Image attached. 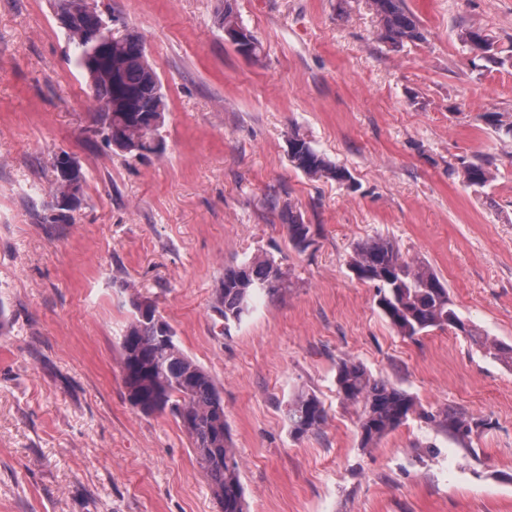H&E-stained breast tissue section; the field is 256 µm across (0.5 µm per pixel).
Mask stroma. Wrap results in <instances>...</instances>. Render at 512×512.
Returning <instances> with one entry per match:
<instances>
[{
	"label": "stroma",
	"instance_id": "stroma-1",
	"mask_svg": "<svg viewBox=\"0 0 512 512\" xmlns=\"http://www.w3.org/2000/svg\"><path fill=\"white\" fill-rule=\"evenodd\" d=\"M427 31L392 47L368 0H233L262 45L238 53L224 0H98L161 79L165 150L133 157L96 133L55 0H0V512H218L189 439L127 399L120 341L146 299L213 376L248 512H512V0H405ZM497 39L477 69L458 33ZM300 133L357 187L295 169ZM86 183L59 220L52 160ZM490 159L472 188L464 165ZM300 213L315 243L285 229ZM382 237L445 284L472 335H397L349 265ZM271 258L280 290L225 323L228 266ZM362 363L426 409L485 419L468 443L411 415L374 448L336 393ZM315 393L316 433L283 410ZM289 240L299 250L309 248L313 243V235L310 224H304L299 214L289 212L288 224H286Z\"/></svg>",
	"mask_w": 512,
	"mask_h": 512
}]
</instances>
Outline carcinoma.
Instances as JSON below:
<instances>
[{"mask_svg":"<svg viewBox=\"0 0 512 512\" xmlns=\"http://www.w3.org/2000/svg\"><path fill=\"white\" fill-rule=\"evenodd\" d=\"M380 25V35L392 46L425 39L418 18L404 0H369ZM98 18L82 17L69 38L72 55L88 80L97 110V125L112 124L117 149L140 156L153 153L154 134L138 117L152 114L165 121L166 98L157 87L159 76L141 41L125 33L112 39V69L116 77L86 66L80 43L81 30L92 29ZM221 25L225 30L243 29L231 0H224ZM464 47L484 50L482 60L501 63L495 37L477 28L459 34ZM112 104V111L103 108ZM293 166L310 175H329L343 184L352 179L349 171L326 160L309 141L296 134L289 142ZM468 186L483 188L491 181L488 162H471L464 168ZM289 240L299 250L313 243L311 225L300 215L288 213ZM352 270L363 281L374 284L378 305L404 337L413 338L428 328H448L471 334L448 289L424 264L406 260L399 248L376 238L360 244L351 261ZM283 273L275 261L244 262L224 268L217 291V311L224 323L239 322L249 312L254 297L279 289ZM135 315L121 338L123 383L130 403L151 415L170 412L191 439L198 463L210 481L219 512H247L239 461L229 445L224 420V400L210 373L178 345L167 326L155 319V307L146 300L133 302ZM336 389L346 403L360 407L358 433L363 449L376 446L382 438L416 413L427 423L464 441L483 426V421L452 408L425 409L405 391L373 378L359 362L343 360L336 371ZM290 432L302 437L318 431L326 418L317 396L299 393L284 412Z\"/></svg>","mask_w":512,"mask_h":512,"instance_id":"1","label":"carcinoma"}]
</instances>
